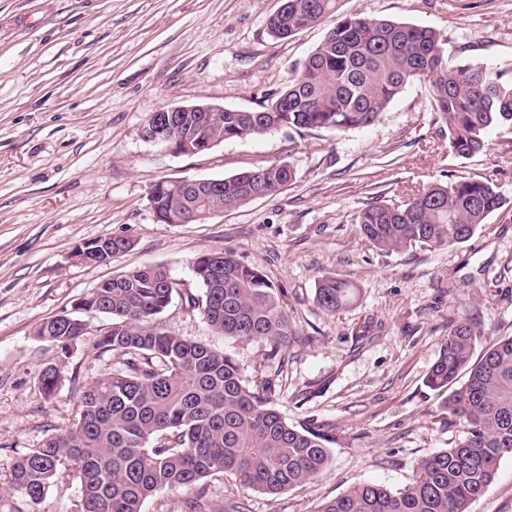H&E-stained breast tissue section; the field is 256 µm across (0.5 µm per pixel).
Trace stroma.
<instances>
[{
  "mask_svg": "<svg viewBox=\"0 0 512 512\" xmlns=\"http://www.w3.org/2000/svg\"><path fill=\"white\" fill-rule=\"evenodd\" d=\"M282 0H0V478L16 457L76 418L80 391L121 368L95 343L107 318H88L71 358L38 337L98 282L144 265L166 267L175 291L162 323L232 356L245 381L275 383L273 407L329 437L331 462L315 480L277 495L216 474L204 490L216 512H318L358 483L408 485L419 460L454 446L441 398L426 385L451 325L471 322L478 347L512 336V129L484 149L449 157L448 130L429 86H407L379 119L336 131L283 127L176 155L142 130L165 105L205 101L255 110L278 95L324 40L332 20L286 39L266 19ZM339 15L435 29L448 55L512 74V0H339ZM283 162L280 192L192 224L158 222L159 180L219 179ZM491 180L505 200L468 241L441 250L386 252L362 239L356 214L408 187ZM121 235L133 248L89 266L79 245ZM232 254L275 286L299 340L285 357L261 342L216 333L195 300L192 263ZM354 284L337 314L314 299L320 276ZM58 366L43 399L37 376ZM469 512H512V458L503 459Z\"/></svg>",
  "mask_w": 512,
  "mask_h": 512,
  "instance_id": "35a3bbf8",
  "label": "stroma"
}]
</instances>
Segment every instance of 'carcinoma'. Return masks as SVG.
Listing matches in <instances>:
<instances>
[{
	"label": "carcinoma",
	"mask_w": 512,
	"mask_h": 512,
	"mask_svg": "<svg viewBox=\"0 0 512 512\" xmlns=\"http://www.w3.org/2000/svg\"><path fill=\"white\" fill-rule=\"evenodd\" d=\"M282 11L269 16L266 27L285 39L335 16L337 0H283ZM422 77L447 127L449 156L481 150L493 126L512 128V77L448 55L429 27L356 15L335 20L277 97L256 110L226 109L210 124L186 112L177 132L190 141L222 142L280 127L361 128ZM293 179L286 164L265 163L223 178L205 198L189 194L176 202L186 210H235ZM504 204L492 183L457 180L421 187L399 204L370 203L359 210L357 224L380 250H438L469 240ZM193 271L204 288L203 316L216 332L262 341L272 356L296 341L274 286L259 270L213 251L200 255ZM172 294L164 266L133 268L98 283L78 309L41 325L37 335L57 343L67 358L82 335L83 316L109 317L111 327L95 348L122 353L124 368L90 382L77 418L13 463L0 483V512H41L50 487L71 470L81 481L76 512H143L157 494L180 490L196 492L185 512H213L199 485L216 473L271 495L323 473L328 440L288 423L270 405L269 380L246 384L231 356L160 323ZM357 299V288L331 273L318 280L316 304L330 314ZM476 341L471 324L452 326L426 377L442 397L443 412L462 427V440L423 457L404 488L356 484L318 512H468L500 461L512 458V336L489 343L477 357ZM38 381L47 400L61 378L50 365Z\"/></svg>",
	"instance_id": "obj_1"
}]
</instances>
